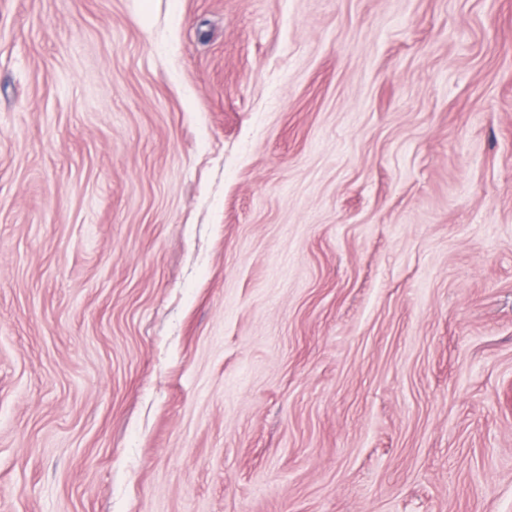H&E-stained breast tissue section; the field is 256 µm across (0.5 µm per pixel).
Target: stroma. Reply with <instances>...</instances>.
I'll return each mask as SVG.
<instances>
[{"instance_id":"35a3bbf8","label":"stroma","mask_w":512,"mask_h":512,"mask_svg":"<svg viewBox=\"0 0 512 512\" xmlns=\"http://www.w3.org/2000/svg\"><path fill=\"white\" fill-rule=\"evenodd\" d=\"M0 512H512V0H0Z\"/></svg>"}]
</instances>
